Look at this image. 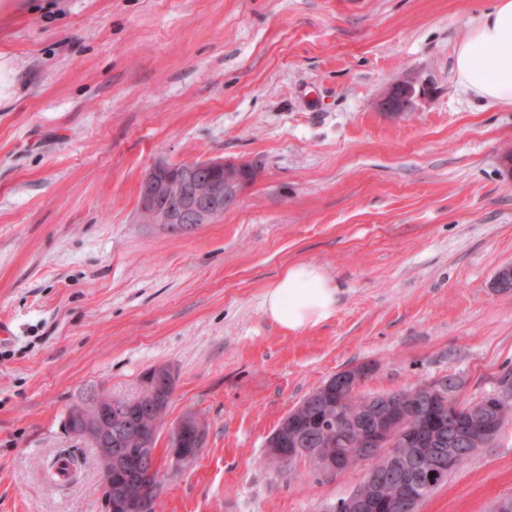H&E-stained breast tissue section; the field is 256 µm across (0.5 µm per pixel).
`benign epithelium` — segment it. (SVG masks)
<instances>
[{"mask_svg": "<svg viewBox=\"0 0 512 512\" xmlns=\"http://www.w3.org/2000/svg\"><path fill=\"white\" fill-rule=\"evenodd\" d=\"M424 94L412 79H401L391 85L380 100L382 111L400 116L411 110L414 100ZM256 171L248 163L210 159L197 162L171 163L157 161L145 175L140 188V218L148 224L181 228L211 224L224 216L239 200L243 190L255 179ZM369 372V366L358 365L332 376L327 385L336 387V395L356 394L360 383ZM174 370L165 364L151 368L145 375L143 389L157 400H165L167 388L175 383ZM421 397L444 407L450 403L451 389L444 379L431 380L418 389ZM383 411L365 422L357 448H322L313 453L299 452L297 448L279 447L280 436L267 442L268 460L282 462L287 457L302 455L316 470L329 468L342 472L354 466H363L364 459L379 452L387 460L396 485L400 512H416V507L428 486L422 474H443L452 468L454 455L448 445L475 446L477 434L470 431L452 441L434 432L422 439L412 427L414 413L406 399L395 395L381 398ZM137 417L135 402L122 404L102 393L89 395L72 406L65 418L66 430L89 441L104 461L103 486L105 512H147L148 498L133 500L124 493L121 481H112V473L126 471L130 457L140 464L157 469L156 443L158 431L145 432L133 424ZM203 421L192 413L178 420L169 433L168 457L171 466L179 469L192 463L205 439ZM192 437L195 447H183V440ZM136 439L138 448L126 447ZM375 470L365 471L362 482L345 501L327 505L322 512H380L385 507V484Z\"/></svg>", "mask_w": 512, "mask_h": 512, "instance_id": "1", "label": "benign epithelium"}]
</instances>
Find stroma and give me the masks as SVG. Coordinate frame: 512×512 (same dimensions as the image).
<instances>
[{
  "mask_svg": "<svg viewBox=\"0 0 512 512\" xmlns=\"http://www.w3.org/2000/svg\"><path fill=\"white\" fill-rule=\"evenodd\" d=\"M493 0H0V512H102L95 449L65 414L176 373L168 425H207L156 512H321L362 470L278 473L264 443L337 372L359 391L512 378V106L474 98L454 59ZM414 107L379 108L401 79ZM257 167L212 224L142 223L159 160ZM321 265L335 314L291 332L264 295ZM74 475L52 477L60 460ZM512 494V423L417 512Z\"/></svg>",
  "mask_w": 512,
  "mask_h": 512,
  "instance_id": "obj_1",
  "label": "stroma"
}]
</instances>
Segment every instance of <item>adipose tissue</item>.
Wrapping results in <instances>:
<instances>
[{
	"label": "adipose tissue",
	"instance_id": "ef3b65f1",
	"mask_svg": "<svg viewBox=\"0 0 512 512\" xmlns=\"http://www.w3.org/2000/svg\"><path fill=\"white\" fill-rule=\"evenodd\" d=\"M454 72L473 97L512 105V0H494L468 28L456 50ZM337 294L321 266L297 262L269 286L264 310L280 326L301 331L335 313Z\"/></svg>",
	"mask_w": 512,
	"mask_h": 512
}]
</instances>
